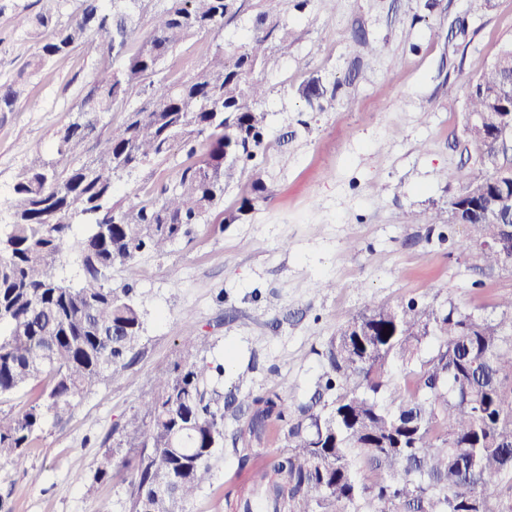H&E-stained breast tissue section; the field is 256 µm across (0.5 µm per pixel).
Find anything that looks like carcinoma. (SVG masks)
<instances>
[{
	"label": "carcinoma",
	"instance_id": "carcinoma-1",
	"mask_svg": "<svg viewBox=\"0 0 512 512\" xmlns=\"http://www.w3.org/2000/svg\"><path fill=\"white\" fill-rule=\"evenodd\" d=\"M143 2L79 0L65 25L46 13L16 16L35 45L28 68L91 36L122 60L95 76L84 118L57 138L63 159L85 155L91 140L93 152L76 167L33 157L13 187L11 220L0 229V400L33 394L21 413L0 410V460L19 469L47 416L68 418L99 379L120 377L136 360L143 310L132 287L110 285L112 269L135 273L139 256L164 254L200 224L240 219L267 191L257 177L252 195L214 217L232 185L257 167L270 89L256 74L271 68L270 38H290L288 25L257 16L241 48L217 44L206 65L170 86L153 80L162 60L190 36L223 35L239 16V0H169L129 54ZM511 72L512 58L487 67L469 91V113L484 112L495 123L512 113V100L497 97ZM25 74L0 84V112L14 111L26 96ZM145 82L148 106L130 111L108 137L96 135L99 116ZM298 93L312 104L328 88L311 77ZM176 145L196 160L154 199L126 205L115 198L118 182ZM477 147L481 174H445L462 183L448 210L461 199L478 204L468 215L473 233L458 249L484 272L512 269V246L476 250L499 231L485 216L488 203L512 214V190L498 178L512 169V157L490 143ZM76 223L87 232L71 242ZM66 253L79 268L75 281L60 274ZM498 307L501 316L492 318L454 303L377 304L329 341L326 370L307 403L295 406L272 390L246 395L238 408L248 418L231 442L247 471L225 497L229 512H253L255 501L262 512H512V295ZM431 338L437 347L425 353ZM199 352L197 340H184L181 360L155 380L144 402L149 424L136 415L127 421L141 448L135 462L107 454L97 466L99 479L127 473L128 512H188L211 479L224 447V393L209 381L222 367ZM395 362L405 366L399 378L390 372ZM274 427L286 451L267 458L263 444Z\"/></svg>",
	"mask_w": 512,
	"mask_h": 512
}]
</instances>
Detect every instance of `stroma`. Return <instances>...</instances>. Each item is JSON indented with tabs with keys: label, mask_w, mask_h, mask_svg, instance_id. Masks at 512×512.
Instances as JSON below:
<instances>
[{
	"label": "stroma",
	"mask_w": 512,
	"mask_h": 512,
	"mask_svg": "<svg viewBox=\"0 0 512 512\" xmlns=\"http://www.w3.org/2000/svg\"><path fill=\"white\" fill-rule=\"evenodd\" d=\"M241 0L244 16L287 19L294 39L276 46L264 106L267 148L258 169L270 190L231 224H203L111 284H132L144 310L139 355L126 374L95 383L65 422L46 421L18 470L0 462L6 512H127L123 476L95 479L105 453L132 460L124 424L178 362L180 344L201 338L205 361L224 365L228 394L277 390L308 402L324 372L323 352L352 316L380 303L455 302L484 314L512 294V270L485 273L457 248L472 228L447 220L459 186L451 169L478 172L467 133L470 85L512 44V0ZM78 0H0V82L13 79L34 42L11 23L14 12H53L66 22ZM379 46L354 56L357 36ZM218 39L193 36L170 53L160 77L195 74ZM115 61L96 39L28 75V101L0 112V216L34 156L53 159L59 131L73 122L94 77ZM321 77L334 98L313 107L299 85ZM188 159L180 148L120 184V198H154ZM425 212L438 224L418 223ZM333 289L318 290L321 280ZM242 479L232 445L218 450L213 478L189 512H225Z\"/></svg>",
	"instance_id": "1"
}]
</instances>
